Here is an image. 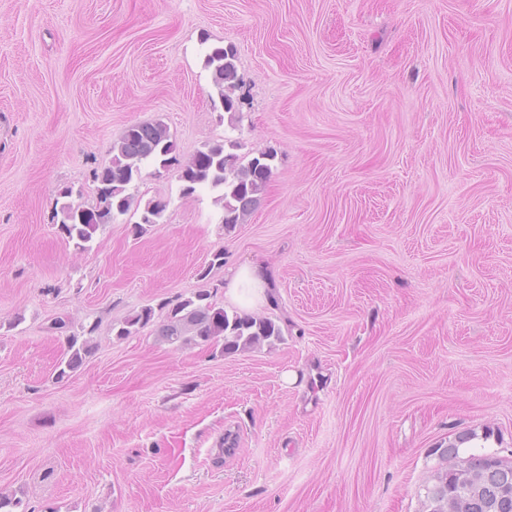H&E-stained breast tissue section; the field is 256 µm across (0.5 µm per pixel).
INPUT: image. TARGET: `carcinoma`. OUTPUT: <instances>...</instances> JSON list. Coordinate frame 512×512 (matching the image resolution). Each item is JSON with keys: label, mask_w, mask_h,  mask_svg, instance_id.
Segmentation results:
<instances>
[{"label": "carcinoma", "mask_w": 512, "mask_h": 512, "mask_svg": "<svg viewBox=\"0 0 512 512\" xmlns=\"http://www.w3.org/2000/svg\"><path fill=\"white\" fill-rule=\"evenodd\" d=\"M203 68L211 75L215 99L224 112H237L235 91L240 78L233 46L211 44L202 55ZM236 143L216 141L204 145L180 167L182 194L191 196L200 189L215 193L214 202L223 210L222 222L228 229L243 222L265 193L273 173L275 154L261 151L245 161L226 150ZM176 143L162 121L133 124L124 129L112 144V159L93 173L98 183L95 205L83 208L69 187L59 192L62 199L55 217L59 230L76 247L92 241L104 224H110L131 208L141 209L144 226L161 219L166 204L159 200L142 201L128 193V187L141 177L142 170L153 164L165 168L174 161ZM154 319L151 308H143L122 322L117 335L128 336ZM158 335L171 345L206 343L220 348L221 354L247 350L264 342L281 340V328L275 321L250 314L228 313L210 302V295L199 292L177 302L160 325ZM68 358L58 376L81 367L92 348L67 336ZM474 435L464 433L456 442L435 449L440 465L431 471L423 485L422 512H512V461L494 454H460V446Z\"/></svg>", "instance_id": "carcinoma-1"}]
</instances>
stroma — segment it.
<instances>
[{
	"label": "stroma",
	"mask_w": 512,
	"mask_h": 512,
	"mask_svg": "<svg viewBox=\"0 0 512 512\" xmlns=\"http://www.w3.org/2000/svg\"><path fill=\"white\" fill-rule=\"evenodd\" d=\"M204 38L236 50V123ZM154 120L176 160L130 192L165 202L159 223L136 232L132 210L76 248L60 190L94 204L113 142ZM222 139L276 155L231 230L179 180ZM255 260L271 298L251 312L280 341L157 336L200 291L239 310L224 274ZM144 307L155 323L119 335ZM70 332L93 349L62 378ZM467 432L512 457V0H0V494L23 512H421L433 448Z\"/></svg>",
	"instance_id": "35a3bbf8"
}]
</instances>
